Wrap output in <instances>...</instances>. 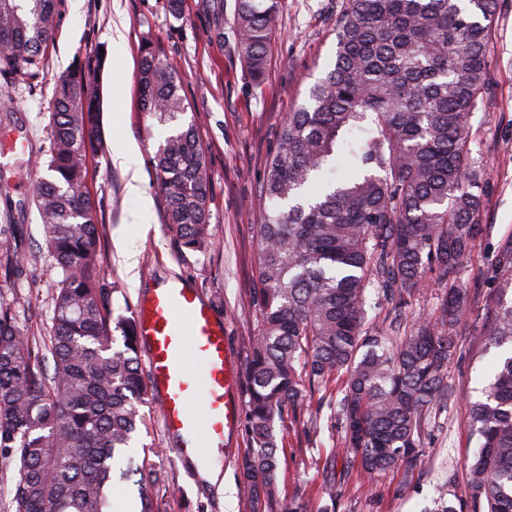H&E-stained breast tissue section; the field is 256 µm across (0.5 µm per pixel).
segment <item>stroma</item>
<instances>
[{
    "instance_id": "obj_1",
    "label": "stroma",
    "mask_w": 512,
    "mask_h": 512,
    "mask_svg": "<svg viewBox=\"0 0 512 512\" xmlns=\"http://www.w3.org/2000/svg\"><path fill=\"white\" fill-rule=\"evenodd\" d=\"M347 0H282L272 27L273 51L264 80L254 83L235 40V0L222 12L202 7V0H180L171 12L168 0H60L57 31L46 50V66L27 81L0 72V116L17 134L32 136L31 156L0 152V235L15 238L28 256L23 269L5 274L0 255V301L10 304L20 328L30 337L47 335L52 324L53 294L61 278L47 249L34 204L47 168L51 103L56 79L79 57L105 50L100 84L103 143L88 160V190L103 235L99 268L102 287L110 289L114 312L131 314L153 281L183 279L208 299L224 318L225 335L240 359H247L260 311L253 301L258 252L257 230L264 211L262 185L268 159L279 146L278 131L289 112L303 103L310 87L330 64L335 48L334 23ZM124 28L131 61L115 66L112 35ZM161 47L178 69L187 104L183 124L192 125L202 145L212 186L209 222L217 241L209 253L181 252L165 222L166 201L153 158L170 125L141 109L137 73L145 42ZM124 80L123 106L112 99V85ZM138 144L143 157L145 189L154 200L146 232L123 223L132 202L125 178L111 163L115 124ZM472 162L488 173L480 223L488 236L476 241L459 277L481 292L468 312L476 321L488 297L497 253L512 244V0H499L489 42V81L484 105L475 116L470 143ZM123 236L138 258L136 277H128L113 239ZM442 289L430 279L423 296L401 312L379 304L380 322L398 317L408 330L419 314L440 312ZM486 338L469 331L448 365L454 394L446 408L432 414L422 434V456L410 471L389 470L364 479L358 464L339 445L336 424L323 420L313 430L307 414L288 416L283 431L281 467L285 498L300 495L313 508L331 503L335 512H436L442 502L466 494V472L475 451L469 408L486 383L489 356ZM145 422L135 440L139 465L154 477L159 512H245L249 489L238 462L248 451L245 432H237L220 466L230 493L204 484L196 471H184L172 459L159 412L142 407Z\"/></svg>"
}]
</instances>
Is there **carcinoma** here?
<instances>
[{
	"label": "carcinoma",
	"mask_w": 512,
	"mask_h": 512,
	"mask_svg": "<svg viewBox=\"0 0 512 512\" xmlns=\"http://www.w3.org/2000/svg\"><path fill=\"white\" fill-rule=\"evenodd\" d=\"M498 0H348L336 18L333 66L288 113L267 162L264 219L257 225L254 300L260 322L244 379L251 451L240 461L250 484L248 512H308L283 500L280 427L308 409V393L328 392L343 450L360 473L411 467L433 410L448 403V364L460 323L477 293L459 271L489 228L476 221L486 188L469 159L473 121L488 84V42ZM280 0H235L239 52L261 80ZM58 0H0V64L25 81L53 41ZM104 53L78 58L58 79L47 168L34 203L62 279L42 354L0 302V475L18 468L14 512H112L113 476L138 486L136 512H156L152 476L129 455L144 423L147 373L136 322L114 314L100 287L99 225L86 176L102 143L99 88ZM143 111L173 123L186 111L178 70L156 47L142 51ZM166 223L179 246L205 253L211 186L192 128H178L154 156ZM11 266L27 255L0 238ZM484 316L472 324L497 350L483 399L471 405L477 448L467 495L440 512H512V252ZM443 283L448 327L431 315L410 334L373 329L369 290L398 307ZM346 375L341 397L330 389Z\"/></svg>",
	"instance_id": "1"
}]
</instances>
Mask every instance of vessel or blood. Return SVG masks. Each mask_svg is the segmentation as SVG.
<instances>
[{
  "instance_id": "vessel-or-blood-1",
  "label": "vessel or blood",
  "mask_w": 512,
  "mask_h": 512,
  "mask_svg": "<svg viewBox=\"0 0 512 512\" xmlns=\"http://www.w3.org/2000/svg\"><path fill=\"white\" fill-rule=\"evenodd\" d=\"M140 344L164 432L178 462L204 467L224 457L241 419L238 356L224 321L196 289L158 282L134 308Z\"/></svg>"
}]
</instances>
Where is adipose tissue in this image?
<instances>
[{"label":"adipose tissue","mask_w":512,"mask_h":512,"mask_svg":"<svg viewBox=\"0 0 512 512\" xmlns=\"http://www.w3.org/2000/svg\"><path fill=\"white\" fill-rule=\"evenodd\" d=\"M112 164L126 176L125 194L134 206L124 218L125 223L145 224L152 216L153 199L143 187L142 155L138 144L123 131H115L112 139Z\"/></svg>","instance_id":"ef3b65f1"}]
</instances>
